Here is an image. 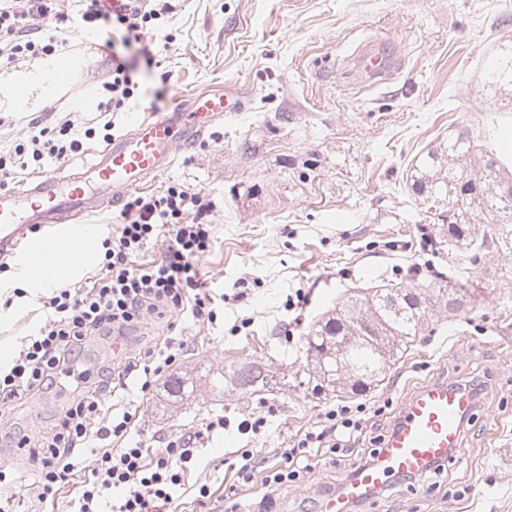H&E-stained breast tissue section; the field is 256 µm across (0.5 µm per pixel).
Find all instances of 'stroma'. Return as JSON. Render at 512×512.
<instances>
[{
	"mask_svg": "<svg viewBox=\"0 0 512 512\" xmlns=\"http://www.w3.org/2000/svg\"><path fill=\"white\" fill-rule=\"evenodd\" d=\"M149 30L156 63L115 23L104 28L111 50L94 57L91 39L72 38L68 56L83 68L52 97L33 91L25 111L0 104V144L23 137L30 122L53 126L66 115L94 119L90 107L112 79V56L138 74L126 111L112 115L114 135L133 112L170 111L177 97L235 92L246 100L204 141L177 154L171 169L139 188L155 195L172 183L203 190L214 202V242L198 262L206 291L223 296L216 325L183 320L180 371L194 375L243 361L271 363L289 375L304 362L312 329L335 316L356 292L389 283L433 287L431 314L386 378L362 394L316 395L286 384L269 392H195L173 405L165 390L142 398L136 382L118 391L114 411L138 414L135 430L150 446L200 429L220 416L224 429L197 447L189 480L208 482L205 512L259 502V482L239 479L240 448L287 446L318 415L343 403L362 406L366 432L355 447L323 456L302 483L272 493L270 512H320L359 458L380 448L400 410L433 381L483 384L463 443L443 471L402 477L356 506L357 512H512V258L449 264L437 216L411 189L419 157L467 129L482 151L503 155L489 126L512 132V88L486 85L488 65L512 50V0H170ZM384 43L399 71L372 86L350 64L370 41ZM84 112H77V105ZM0 270V352L18 353L43 324L42 299L16 297L25 268L19 258ZM460 289L459 310L446 306L447 287ZM158 320L127 330L119 343L95 342L88 362L118 363L154 345ZM42 393L11 420L22 433L49 430L66 403ZM265 418L261 434L237 429Z\"/></svg>",
	"mask_w": 512,
	"mask_h": 512,
	"instance_id": "obj_1",
	"label": "stroma"
}]
</instances>
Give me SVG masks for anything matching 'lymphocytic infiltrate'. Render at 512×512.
Masks as SVG:
<instances>
[{
	"instance_id": "obj_1",
	"label": "lymphocytic infiltrate",
	"mask_w": 512,
	"mask_h": 512,
	"mask_svg": "<svg viewBox=\"0 0 512 512\" xmlns=\"http://www.w3.org/2000/svg\"><path fill=\"white\" fill-rule=\"evenodd\" d=\"M54 0H21L0 7V63L22 56L55 52V37L42 20ZM169 11L168 0H155L150 10L132 8L111 14L102 0H86L81 15L86 30L96 22L115 19L126 34L142 39L151 21ZM133 70L125 57L113 55L112 80L95 109L106 115L125 108L135 93ZM93 128L67 119L51 128L31 123L23 139L0 149V186L14 167L63 160L82 150ZM214 203L202 190L182 184L161 194L136 196L125 205V222L115 238L102 242V266L91 286L57 288L47 296V320L28 336L11 365L0 369V446L24 451L37 472L29 497L11 494L14 470L0 462V512H22L25 499L49 507L67 486H75L78 512H178L176 491L205 502L208 484L186 485L185 475L195 460L196 446L207 434L223 428V417L204 429L167 441L158 448L134 439L135 413L113 412L106 398L137 377L142 395L153 394L159 381L177 367L185 348L179 319L190 314L197 322L216 324L217 302L202 292L196 262L213 244L208 217ZM169 236L163 258L140 262L158 231ZM166 323V334L141 357L92 370L80 358L96 340L122 337L130 327L150 319ZM66 387L72 397L49 432L32 437L2 429L12 411L44 391ZM363 425L356 410L341 405L322 413L314 426L296 436L292 445L275 449L273 457L256 449H241L237 475L260 481L274 491L297 483L310 472L318 456L335 453L359 441Z\"/></svg>"
}]
</instances>
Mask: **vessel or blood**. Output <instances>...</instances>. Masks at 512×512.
Masks as SVG:
<instances>
[{
	"label": "vessel or blood",
	"instance_id": "1",
	"mask_svg": "<svg viewBox=\"0 0 512 512\" xmlns=\"http://www.w3.org/2000/svg\"><path fill=\"white\" fill-rule=\"evenodd\" d=\"M353 65L372 82L385 80L396 61L370 46ZM241 99L209 93L178 103L151 118L131 117L126 133L112 138L84 165L61 166L19 191L0 190V256L23 253L33 273L51 282L58 257L78 253L89 212L117 206L171 168L178 148L200 143L225 113L240 110ZM475 410L473 395L445 382L431 383L403 406L374 463L358 466L340 493L325 497L321 512H351L390 483L392 475H421L461 448L463 424Z\"/></svg>",
	"mask_w": 512,
	"mask_h": 512
}]
</instances>
